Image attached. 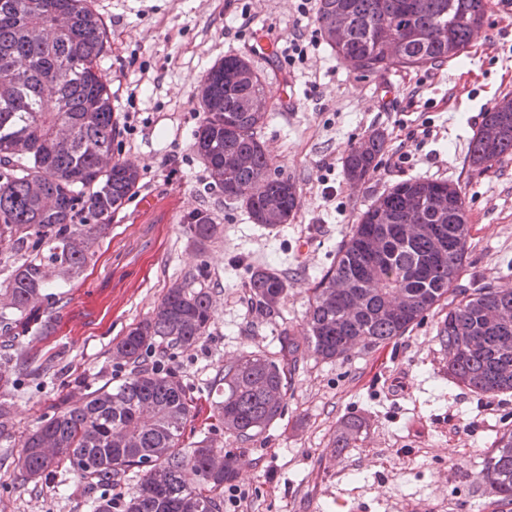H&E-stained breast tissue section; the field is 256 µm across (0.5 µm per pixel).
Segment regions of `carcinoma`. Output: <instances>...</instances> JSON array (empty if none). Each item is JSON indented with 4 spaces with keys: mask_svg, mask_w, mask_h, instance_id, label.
<instances>
[{
    "mask_svg": "<svg viewBox=\"0 0 512 512\" xmlns=\"http://www.w3.org/2000/svg\"><path fill=\"white\" fill-rule=\"evenodd\" d=\"M488 0H316L315 22L328 45L355 69H415L457 58L479 28ZM395 37L397 55L375 52ZM107 30L90 0H0V243L21 256L0 287V358L19 341L52 335L66 300L52 291L56 278L78 277L112 213L138 188L137 169L116 158L117 119L112 89L97 67ZM202 119L193 148L213 184L246 209L255 224H286L300 207L297 187L273 168L259 136L269 117L248 108L266 93L261 74L226 55L205 77ZM385 148L374 131L342 161L358 184L376 168ZM512 154V98L491 106L469 142L468 161L488 170ZM245 163L224 167L235 159ZM263 194L243 192L258 179ZM199 244L218 225L201 210L184 216ZM470 236L461 191L442 181L397 183L358 217L308 300L300 331L288 330L280 358L243 352L214 377L213 416L242 442L279 421L289 380L302 358L301 335L314 353L334 359L347 344L373 348L403 335L431 309L448 301L437 329L448 376L470 392L492 397L512 392V328L484 322L487 310L512 314V283L476 288L448 300L464 272ZM250 309L278 314L288 293L285 275L252 272L245 284ZM213 320L210 293L185 282L168 288L153 313L118 342L112 355L130 367L117 387L103 385L76 401L61 400L52 415L22 436L16 467L29 481L72 472L88 481L91 512H223L224 483L235 460L204 437L183 446L194 417L185 388L165 361L196 344ZM156 344L166 360L149 367ZM358 416L342 420L336 447L348 448L363 431ZM138 468L144 475L123 501L107 495ZM481 478L501 503L512 502V429L497 434Z\"/></svg>",
    "mask_w": 512,
    "mask_h": 512,
    "instance_id": "1",
    "label": "carcinoma"
}]
</instances>
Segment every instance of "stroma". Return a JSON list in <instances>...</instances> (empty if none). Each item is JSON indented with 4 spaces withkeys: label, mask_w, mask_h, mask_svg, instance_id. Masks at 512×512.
<instances>
[{
    "label": "stroma",
    "mask_w": 512,
    "mask_h": 512,
    "mask_svg": "<svg viewBox=\"0 0 512 512\" xmlns=\"http://www.w3.org/2000/svg\"><path fill=\"white\" fill-rule=\"evenodd\" d=\"M299 3L94 0L109 30L98 68L112 83L115 155L138 168V194L113 213L83 275L61 286L67 305L36 350L57 360V375L32 376L27 343L11 351L15 388L4 397L15 427L0 437V512H89L86 482L75 474L22 480L14 465L19 435L61 397L125 380L130 369L113 360V345L185 280L209 291L213 323L172 364L195 406L186 439L209 436L237 458L224 512H484L494 502L479 473L497 432L512 428V393L481 397L449 379L436 339L440 310L376 349L334 360L305 350L282 419L255 440L238 441L212 414L217 368L245 351L276 356L283 330L302 323L311 288L356 217L398 182L426 178L461 189L471 234L457 290L512 280V155L485 171L466 160L487 108L512 97V0H489L483 27L459 58L378 73L338 58ZM260 29L320 44L303 62L279 55L274 70L251 50ZM229 54L262 74L271 115L259 136L300 194L295 219L274 228L252 223L225 198L192 148L202 117L195 90ZM374 130L387 147L369 179L351 185L342 159ZM403 149L408 159H400ZM146 194L159 196L157 210H139ZM194 209L221 225L218 239L193 243L182 218ZM259 267L288 278L273 317L256 315L246 301L244 285ZM350 415L366 429L351 447L334 448Z\"/></svg>",
    "instance_id": "stroma-1"
}]
</instances>
